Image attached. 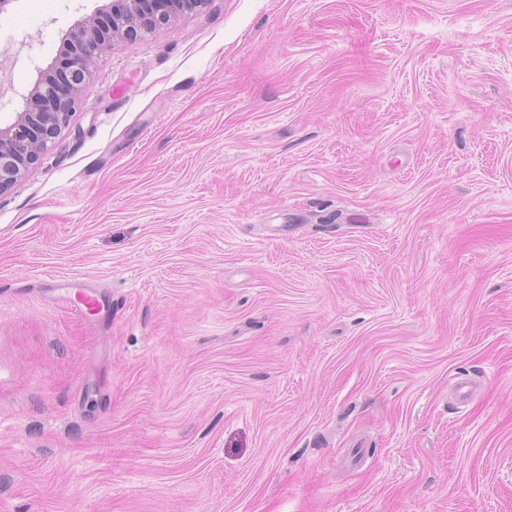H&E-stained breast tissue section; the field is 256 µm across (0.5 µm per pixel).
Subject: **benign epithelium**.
Here are the masks:
<instances>
[{
  "label": "benign epithelium",
  "instance_id": "7a95c632",
  "mask_svg": "<svg viewBox=\"0 0 512 512\" xmlns=\"http://www.w3.org/2000/svg\"><path fill=\"white\" fill-rule=\"evenodd\" d=\"M207 0H112V28L100 32L94 20L71 31L60 59L41 72L23 96L22 111L0 126V194L37 163L67 127L91 66L117 41L132 42L176 17L201 9Z\"/></svg>",
  "mask_w": 512,
  "mask_h": 512
}]
</instances>
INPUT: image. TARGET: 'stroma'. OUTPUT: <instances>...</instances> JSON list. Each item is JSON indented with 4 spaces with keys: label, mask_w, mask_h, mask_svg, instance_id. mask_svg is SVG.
Segmentation results:
<instances>
[{
    "label": "stroma",
    "mask_w": 512,
    "mask_h": 512,
    "mask_svg": "<svg viewBox=\"0 0 512 512\" xmlns=\"http://www.w3.org/2000/svg\"><path fill=\"white\" fill-rule=\"evenodd\" d=\"M109 4L14 0L0 79ZM0 512H512V0H209L98 57L0 194Z\"/></svg>",
    "instance_id": "35a3bbf8"
}]
</instances>
